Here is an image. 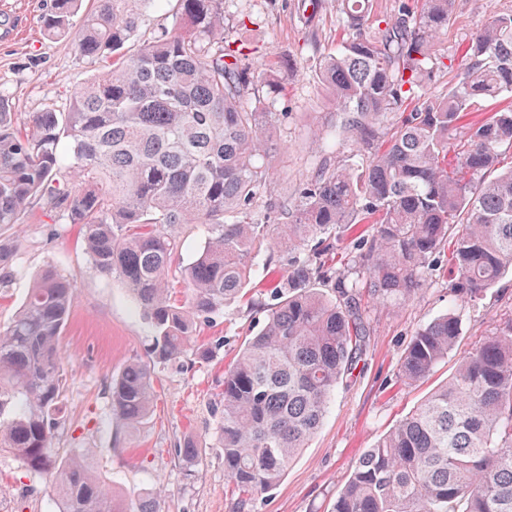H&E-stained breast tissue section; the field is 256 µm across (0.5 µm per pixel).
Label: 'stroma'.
<instances>
[{
	"label": "stroma",
	"instance_id": "stroma-1",
	"mask_svg": "<svg viewBox=\"0 0 512 512\" xmlns=\"http://www.w3.org/2000/svg\"><path fill=\"white\" fill-rule=\"evenodd\" d=\"M51 0H0V93L16 111L63 109L68 90L93 72L74 55L68 40L49 37L43 18ZM512 12V0H454L448 49L461 55L489 10ZM344 35L336 0H224V38L241 45V64L266 66L281 80L279 91L246 96L245 106L262 102L275 115L271 139L288 145L287 159H274L279 174L275 193L292 189L299 176L324 153L311 131L326 125L332 105L317 88V66ZM21 277L0 287V325L8 324L23 303L31 279L53 266L77 285V294L60 338L65 386L59 399L61 425L55 446L95 451L98 470L113 494L136 502L155 494L158 512H234L224 454L214 444L215 405L224 390V368L252 336L265 313L270 291L251 286L250 299L197 328L201 340L223 338L224 347L207 364L166 366L153 373L156 400L146 421L128 429L111 420L110 383L132 360L146 359L152 331L137 301L117 279L91 272L75 224L56 223L34 209L24 223L9 227ZM362 305L370 329L368 348L339 386L324 422L301 455L290 463L277 488L250 512H331L337 494L365 448L410 413L450 376L464 351L512 318V275L475 302L456 307L461 319L458 348L426 379L402 383L401 357L424 324L451 305L446 272H434L425 287L397 306L370 298ZM193 436L205 453L194 478H186L176 450ZM0 512H56L49 478L26 473L7 451H0Z\"/></svg>",
	"mask_w": 512,
	"mask_h": 512
}]
</instances>
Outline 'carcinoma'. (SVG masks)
I'll return each instance as SVG.
<instances>
[{"mask_svg": "<svg viewBox=\"0 0 512 512\" xmlns=\"http://www.w3.org/2000/svg\"><path fill=\"white\" fill-rule=\"evenodd\" d=\"M81 2L52 0L44 19L48 35L96 65L66 109L16 112L0 95V227L34 206L81 225L91 271L138 302L153 331L148 361L129 362L110 385L113 417L132 428L153 408L151 367L212 361L224 339L201 342L197 326L268 277L274 254L284 258L261 328L224 370L216 447L244 512L280 483L366 351L361 290L399 304L445 255L457 302L512 273V167H500L512 104L467 121L512 94V14L489 12L456 70L452 0H404L386 18L370 0H337L352 34L319 61L335 119L315 139L328 150L288 197L271 191L275 113L243 105L255 78L272 91L279 81L240 66L224 41V0H92L83 12ZM164 5L173 27L134 45ZM444 70L456 75L436 91ZM345 145L365 158L361 172ZM175 225L201 239L186 264ZM356 231L336 268L340 242ZM12 260L0 239L3 288L16 277ZM175 281L188 289L183 304ZM75 290L47 267L0 325V448L53 478L57 512H157L151 497L117 499L91 449L62 457L54 446L59 343ZM460 336L452 310L420 327L401 379L428 377ZM177 453L188 472L202 459L191 436ZM333 512H512V321L365 449Z\"/></svg>", "mask_w": 512, "mask_h": 512, "instance_id": "carcinoma-1", "label": "carcinoma"}]
</instances>
